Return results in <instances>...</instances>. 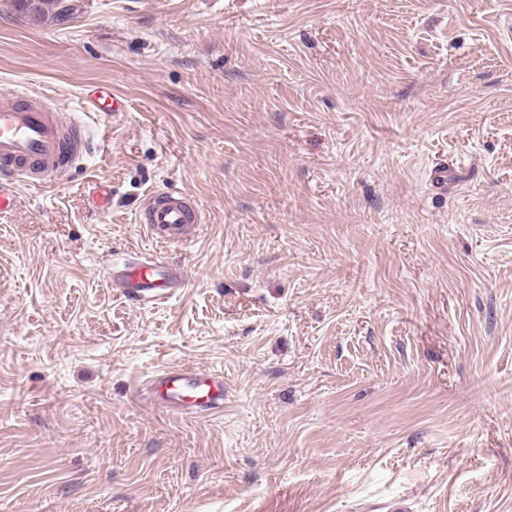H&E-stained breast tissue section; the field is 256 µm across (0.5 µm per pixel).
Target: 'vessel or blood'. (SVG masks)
Segmentation results:
<instances>
[{"mask_svg":"<svg viewBox=\"0 0 512 512\" xmlns=\"http://www.w3.org/2000/svg\"><path fill=\"white\" fill-rule=\"evenodd\" d=\"M85 124L60 112L46 96L0 93V214L16 203V189L68 174L92 151ZM150 237L164 246L187 240L205 221L201 209L178 192H154L141 214ZM112 288L130 300L156 302L183 287L182 268L157 255H138L113 268ZM151 401L174 415L206 418L224 407V378L196 367L171 366L154 372L146 386Z\"/></svg>","mask_w":512,"mask_h":512,"instance_id":"vessel-or-blood-1","label":"vessel or blood"}]
</instances>
